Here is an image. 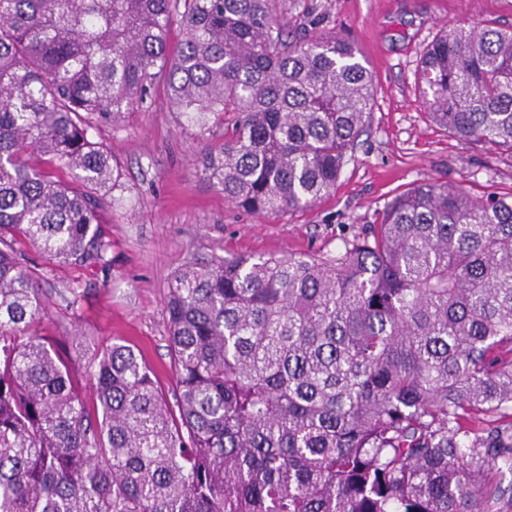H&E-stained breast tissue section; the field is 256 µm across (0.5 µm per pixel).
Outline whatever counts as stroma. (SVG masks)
I'll return each instance as SVG.
<instances>
[{
	"label": "stroma",
	"instance_id": "obj_1",
	"mask_svg": "<svg viewBox=\"0 0 512 512\" xmlns=\"http://www.w3.org/2000/svg\"><path fill=\"white\" fill-rule=\"evenodd\" d=\"M317 30L345 34L372 72L370 127L335 191L304 211L251 213L209 181L193 131L173 112L164 82L102 136L124 190L99 219L110 263L56 265L23 245L47 314L38 330L95 394L89 367L122 339L143 356L163 393L175 383L167 332L168 283L186 262L214 257L335 255L398 193L421 182L479 196L512 191V154L465 142L432 124L422 97L420 57L443 30L512 27V0H307Z\"/></svg>",
	"mask_w": 512,
	"mask_h": 512
}]
</instances>
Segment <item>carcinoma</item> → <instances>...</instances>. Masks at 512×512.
<instances>
[{
	"instance_id": "cac0c4a2",
	"label": "carcinoma",
	"mask_w": 512,
	"mask_h": 512,
	"mask_svg": "<svg viewBox=\"0 0 512 512\" xmlns=\"http://www.w3.org/2000/svg\"><path fill=\"white\" fill-rule=\"evenodd\" d=\"M287 18L288 0H0V512H512V193L422 182L334 256L182 265L177 418L130 344L94 360L89 403L32 330L15 245L108 264L96 198L119 184L89 132L160 78L226 201L335 190L373 77ZM420 79L434 124L512 153V29L445 32Z\"/></svg>"
}]
</instances>
